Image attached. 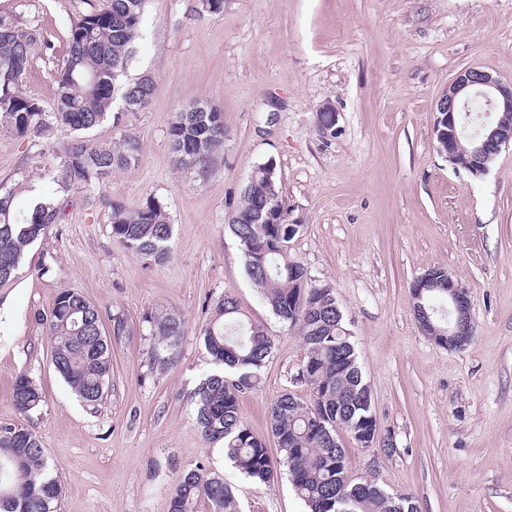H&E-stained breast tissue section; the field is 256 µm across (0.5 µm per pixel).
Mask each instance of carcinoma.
<instances>
[{
  "label": "carcinoma",
  "mask_w": 512,
  "mask_h": 512,
  "mask_svg": "<svg viewBox=\"0 0 512 512\" xmlns=\"http://www.w3.org/2000/svg\"><path fill=\"white\" fill-rule=\"evenodd\" d=\"M146 0H85L86 9L65 36V52L56 79L53 103L41 102L23 91L40 28H22L0 18V126L19 137L40 136L61 128L81 137L57 156L53 179L62 188H90L103 184L112 173L136 161L138 143L128 131L108 145L85 134L107 121L121 126L114 111L112 86L118 73L129 67L131 50L141 38ZM143 78L126 81L121 101L135 108L144 95L155 96L158 85ZM174 163L180 168H207L224 148V120L204 112L174 113L169 127ZM240 195L229 224L245 258V271L273 314L303 336L305 355L297 374L309 390V401L285 393L271 407V432L281 458L270 457L265 440L241 420L242 393L252 388L268 362L274 340L260 326H246L237 300L220 299L203 331V342L213 363L224 373L208 376L198 389L196 421L204 438L222 443L224 456L257 485L274 481L279 466L288 470L296 494L309 512H418L409 496L395 495L368 479L353 480L348 451L336 440V421L346 426L350 441L356 434L377 427L370 391L363 380L355 344L344 326L343 313L328 287L310 285L304 266L288 257L286 224H254L251 212L263 204L288 215L279 182L269 184L263 169ZM53 202L33 207L19 220L13 215V194L0 192V284L9 282L25 250L58 223ZM112 237L125 248L158 261L168 255L172 224L166 207L149 199L129 211L112 203ZM265 256V268L255 264ZM48 324L52 364L73 391L90 406L104 398L112 373L111 342L99 309L78 292H58ZM153 340L154 363L167 366L183 336V320L176 313L145 318ZM12 401L21 413L42 402V391L26 374L15 378ZM59 480L50 476L40 437L12 423L0 424V512H55L62 495ZM211 512H238V503L224 478L205 472L204 466L184 472L176 483L171 512H198L201 501Z\"/></svg>",
  "instance_id": "cac0c4a2"
}]
</instances>
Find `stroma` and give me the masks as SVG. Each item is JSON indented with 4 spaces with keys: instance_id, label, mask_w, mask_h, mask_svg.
<instances>
[{
    "instance_id": "stroma-1",
    "label": "stroma",
    "mask_w": 512,
    "mask_h": 512,
    "mask_svg": "<svg viewBox=\"0 0 512 512\" xmlns=\"http://www.w3.org/2000/svg\"><path fill=\"white\" fill-rule=\"evenodd\" d=\"M83 9L0 0V17L42 29L24 88L43 105ZM467 67L512 78V0H224L219 14L200 0H147L127 75H150L159 90L120 128L92 133L110 142L131 132L135 162L93 191H64L52 168L71 133L0 127V191H12L15 217L39 196L63 206L0 285V422L40 436L63 486L57 512H169L179 476L199 465L224 477L241 512H307L286 468L256 485L195 423L196 391L215 370L202 332L227 294L274 339L240 399L270 455L272 404L309 397L297 379L304 340L264 303L228 229L252 170L269 160L299 227L290 256L332 288L376 412L379 442L350 449L351 477L411 496L418 512H512V147L473 176L454 171L433 131L439 95ZM198 99L224 114V148L203 173L174 166L169 138L173 113ZM150 199L173 226L160 262L111 233L112 202L134 210ZM437 266L471 296L474 335L461 350L438 345L413 314L410 287ZM64 288L93 302L104 326L126 322L95 407L51 363L41 317ZM166 311L185 327L161 369L143 318ZM23 371L44 395L25 415L11 397Z\"/></svg>"
}]
</instances>
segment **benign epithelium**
I'll use <instances>...</instances> for the list:
<instances>
[{
  "instance_id": "1",
  "label": "benign epithelium",
  "mask_w": 512,
  "mask_h": 512,
  "mask_svg": "<svg viewBox=\"0 0 512 512\" xmlns=\"http://www.w3.org/2000/svg\"><path fill=\"white\" fill-rule=\"evenodd\" d=\"M480 102L486 112H496L500 117L494 123L485 122L475 135L465 133L463 113L470 112V105ZM512 113V80H504L479 67L460 71L438 97L435 105L433 130L438 137L439 152L457 171L483 175L488 171L484 158L490 153H501L512 146V123L502 114ZM467 140L470 147L462 146ZM413 288L417 299L433 288H442L448 295V313L452 318L445 327H433L426 321L431 337L450 348H461L469 342L468 328L472 301L469 292L451 279L443 281L428 270L416 278Z\"/></svg>"
}]
</instances>
